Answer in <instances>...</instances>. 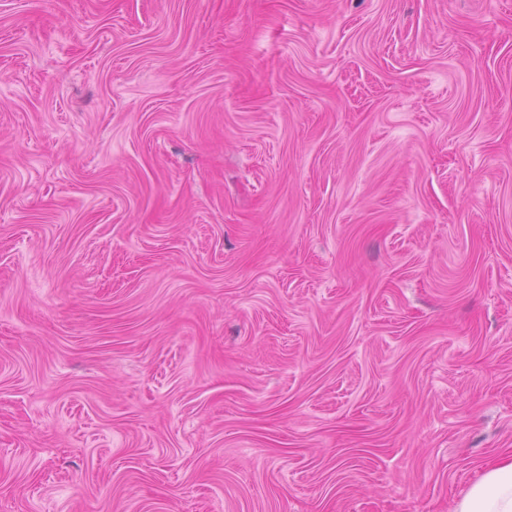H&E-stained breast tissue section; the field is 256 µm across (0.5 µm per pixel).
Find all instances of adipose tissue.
Returning <instances> with one entry per match:
<instances>
[{
    "label": "adipose tissue",
    "mask_w": 512,
    "mask_h": 512,
    "mask_svg": "<svg viewBox=\"0 0 512 512\" xmlns=\"http://www.w3.org/2000/svg\"><path fill=\"white\" fill-rule=\"evenodd\" d=\"M453 512H512V455L484 465Z\"/></svg>",
    "instance_id": "1"
}]
</instances>
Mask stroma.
<instances>
[{
    "label": "stroma",
    "mask_w": 512,
    "mask_h": 512,
    "mask_svg": "<svg viewBox=\"0 0 512 512\" xmlns=\"http://www.w3.org/2000/svg\"><path fill=\"white\" fill-rule=\"evenodd\" d=\"M512 452V0H0V512H449Z\"/></svg>",
    "instance_id": "35a3bbf8"
}]
</instances>
